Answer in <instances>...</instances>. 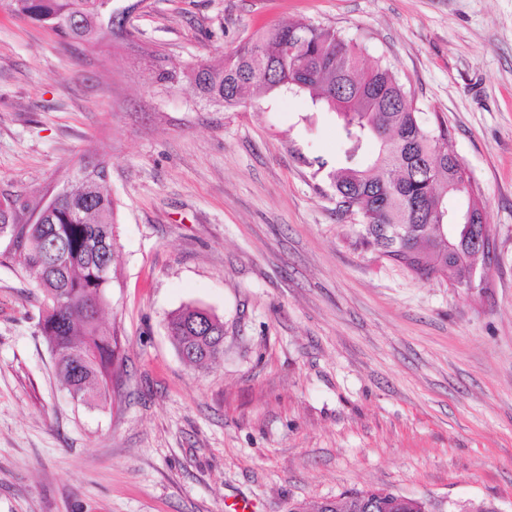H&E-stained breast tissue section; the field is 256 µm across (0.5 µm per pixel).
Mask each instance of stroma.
<instances>
[{
	"label": "stroma",
	"mask_w": 512,
	"mask_h": 512,
	"mask_svg": "<svg viewBox=\"0 0 512 512\" xmlns=\"http://www.w3.org/2000/svg\"><path fill=\"white\" fill-rule=\"evenodd\" d=\"M125 36L63 39L0 0V191L35 200L99 155L117 204L102 322L124 372L71 400L41 292L0 263V512H287L386 489L433 512H512V0H112ZM391 65L444 124L494 239L484 287L414 277L336 214L335 113L303 93L234 110L169 67L221 63L291 20ZM326 166L316 169L313 158ZM224 323L183 361L177 309ZM167 329L181 358L187 363L212 364L224 355V324L202 308L186 306L178 309L169 317Z\"/></svg>",
	"instance_id": "obj_1"
}]
</instances>
